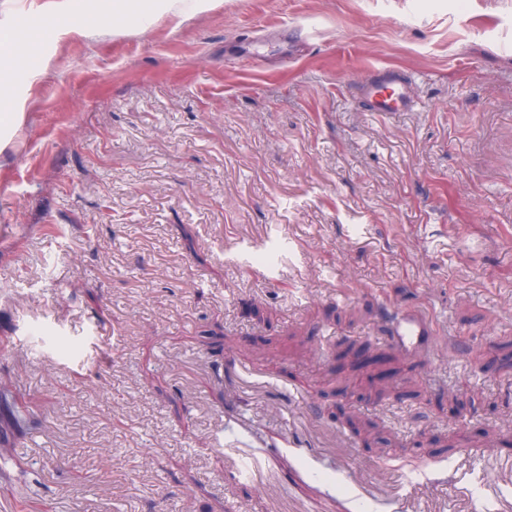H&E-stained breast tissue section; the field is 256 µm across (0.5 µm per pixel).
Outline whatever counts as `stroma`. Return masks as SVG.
<instances>
[{"instance_id":"obj_1","label":"stroma","mask_w":512,"mask_h":512,"mask_svg":"<svg viewBox=\"0 0 512 512\" xmlns=\"http://www.w3.org/2000/svg\"><path fill=\"white\" fill-rule=\"evenodd\" d=\"M56 2L0 0V395L36 417L0 423V512L512 499V373L475 354L512 341V0ZM383 68L413 111H371ZM386 341L404 351H430L436 335L433 323L422 313L412 309L385 311ZM229 441H225L224 455L227 457H236L229 470L225 472V479L228 483H237L241 481H254L255 471L261 466L260 459H253L250 464L240 462L239 454L235 446H231Z\"/></svg>"}]
</instances>
